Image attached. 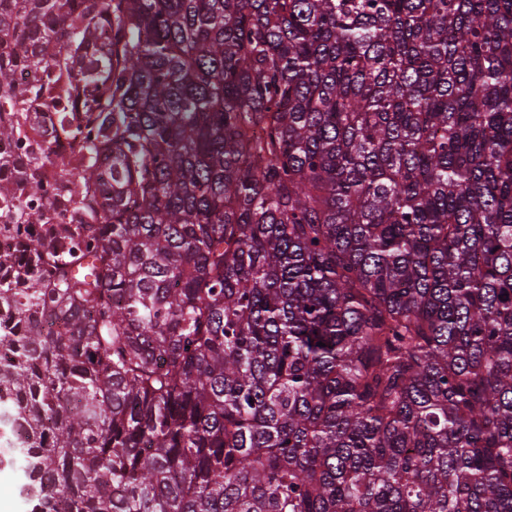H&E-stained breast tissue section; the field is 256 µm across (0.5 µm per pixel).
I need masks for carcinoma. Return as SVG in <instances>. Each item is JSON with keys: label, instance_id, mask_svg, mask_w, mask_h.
Instances as JSON below:
<instances>
[{"label": "carcinoma", "instance_id": "1", "mask_svg": "<svg viewBox=\"0 0 512 512\" xmlns=\"http://www.w3.org/2000/svg\"><path fill=\"white\" fill-rule=\"evenodd\" d=\"M2 143L31 512H512V0H0Z\"/></svg>", "mask_w": 512, "mask_h": 512}]
</instances>
